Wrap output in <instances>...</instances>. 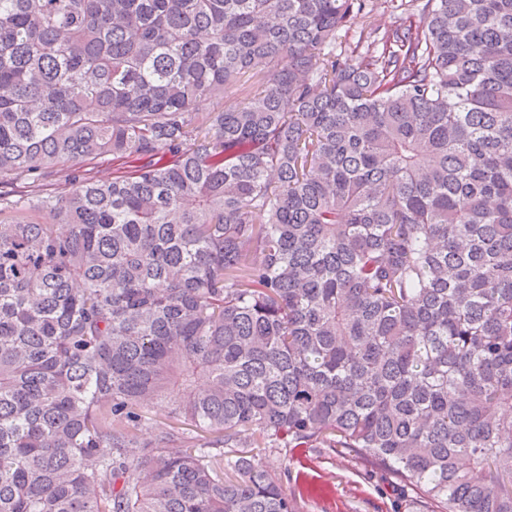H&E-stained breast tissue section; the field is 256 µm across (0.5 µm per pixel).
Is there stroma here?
<instances>
[{"instance_id":"obj_1","label":"stroma","mask_w":512,"mask_h":512,"mask_svg":"<svg viewBox=\"0 0 512 512\" xmlns=\"http://www.w3.org/2000/svg\"><path fill=\"white\" fill-rule=\"evenodd\" d=\"M300 512H416L411 491L346 448H285L267 458Z\"/></svg>"}]
</instances>
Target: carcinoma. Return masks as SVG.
I'll return each mask as SVG.
<instances>
[{
  "label": "carcinoma",
  "mask_w": 512,
  "mask_h": 512,
  "mask_svg": "<svg viewBox=\"0 0 512 512\" xmlns=\"http://www.w3.org/2000/svg\"><path fill=\"white\" fill-rule=\"evenodd\" d=\"M414 2L0 0V512H512V0ZM372 11L367 17H357L352 24L351 34L353 31H359L361 27L367 25L387 27L394 25L400 16L399 11H395L391 0H372ZM349 34V36L351 35ZM247 78L238 79L232 87L224 94V97H212L202 100L197 106V112L205 116L209 112H221L225 107L241 103L246 95L245 88L249 85ZM300 512H416L414 494L347 448H282L264 456Z\"/></svg>",
  "instance_id": "1"
}]
</instances>
